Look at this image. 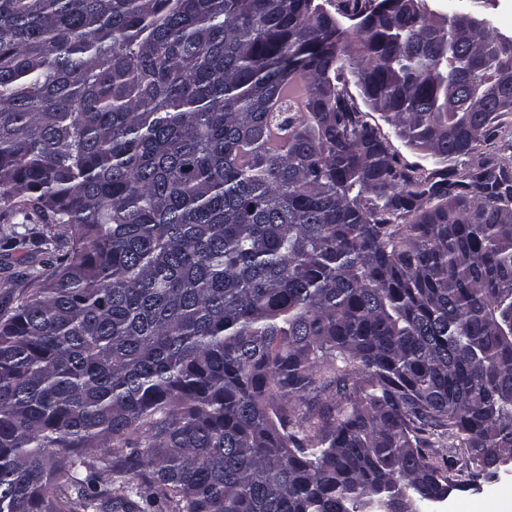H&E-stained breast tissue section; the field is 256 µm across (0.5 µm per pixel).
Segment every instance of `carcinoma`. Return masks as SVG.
<instances>
[{"label":"carcinoma","mask_w":512,"mask_h":512,"mask_svg":"<svg viewBox=\"0 0 512 512\" xmlns=\"http://www.w3.org/2000/svg\"><path fill=\"white\" fill-rule=\"evenodd\" d=\"M376 7L0 0V256L48 255L0 280V512H407L512 472V159L479 151L512 109L475 102L512 35ZM355 79L349 75V91L353 95L358 107L369 112L368 120L379 127L381 134L390 142L394 149L398 151L400 156L409 164L420 165L426 169L432 168L434 160L430 156L424 155L419 151L408 146L403 139L398 136V130L381 116L379 112H373L364 102L358 88L355 85Z\"/></svg>","instance_id":"obj_1"}]
</instances>
